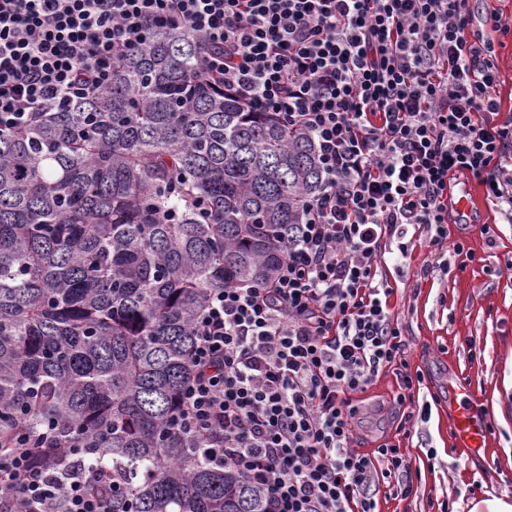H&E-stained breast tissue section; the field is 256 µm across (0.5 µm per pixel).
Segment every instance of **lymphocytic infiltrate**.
<instances>
[{
    "label": "lymphocytic infiltrate",
    "mask_w": 512,
    "mask_h": 512,
    "mask_svg": "<svg viewBox=\"0 0 512 512\" xmlns=\"http://www.w3.org/2000/svg\"><path fill=\"white\" fill-rule=\"evenodd\" d=\"M187 27L202 71L256 112L312 137L322 186L272 282L212 292L193 325L177 425L211 463L260 485L269 512H376V489H414L403 448L353 446V395L385 367L414 401L421 375L378 277L386 243L448 237L457 175L512 223V121L469 0H0V126L95 96L151 28ZM101 470L49 437L0 454V501L21 512H112Z\"/></svg>",
    "instance_id": "lymphocytic-infiltrate-1"
}]
</instances>
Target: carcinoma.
Listing matches in <instances>:
<instances>
[{"label":"carcinoma","mask_w":512,"mask_h":512,"mask_svg":"<svg viewBox=\"0 0 512 512\" xmlns=\"http://www.w3.org/2000/svg\"><path fill=\"white\" fill-rule=\"evenodd\" d=\"M201 57L152 29L101 94L0 129V453L50 432L112 473V512H268L174 419L210 293L273 279L322 173Z\"/></svg>","instance_id":"obj_1"}]
</instances>
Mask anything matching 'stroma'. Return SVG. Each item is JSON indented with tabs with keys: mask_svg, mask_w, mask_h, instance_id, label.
<instances>
[{
	"mask_svg": "<svg viewBox=\"0 0 512 512\" xmlns=\"http://www.w3.org/2000/svg\"><path fill=\"white\" fill-rule=\"evenodd\" d=\"M493 43L500 65L496 93L500 119L512 118V32L479 26ZM472 191L475 205L465 223L449 224V242H463L476 259L458 270L452 252L435 256L425 240H414L404 258L386 255L381 274L395 292L388 310L404 327V356L423 377L419 401L425 413L405 423L396 402L397 370L384 369L360 396L353 419L354 444L364 453L387 443L404 448L416 475L406 498L380 487L379 512H471L472 501L512 499V224L504 223L488 203L483 186L464 176L452 180L451 195ZM494 228L492 236L480 225ZM480 342V356L470 351ZM466 383L475 391L493 426L485 453L472 455L452 437L448 387Z\"/></svg>",
	"mask_w": 512,
	"mask_h": 512,
	"instance_id": "1",
	"label": "stroma"
}]
</instances>
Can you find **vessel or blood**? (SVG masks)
I'll return each mask as SVG.
<instances>
[{
	"instance_id": "1",
	"label": "vessel or blood",
	"mask_w": 512,
	"mask_h": 512,
	"mask_svg": "<svg viewBox=\"0 0 512 512\" xmlns=\"http://www.w3.org/2000/svg\"><path fill=\"white\" fill-rule=\"evenodd\" d=\"M476 395L470 386L457 384L448 388V403L453 414V436L458 447L476 454L490 436L489 421L477 409Z\"/></svg>"
}]
</instances>
